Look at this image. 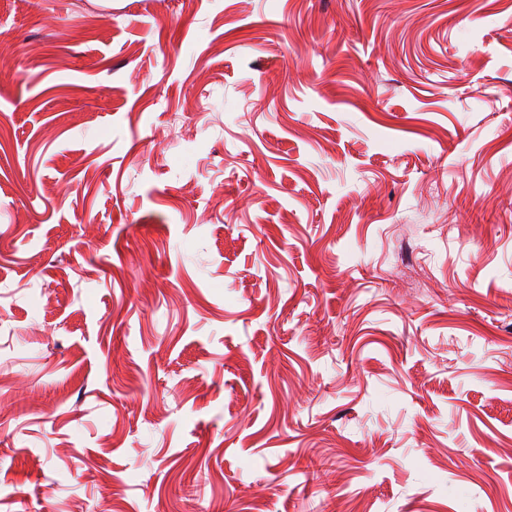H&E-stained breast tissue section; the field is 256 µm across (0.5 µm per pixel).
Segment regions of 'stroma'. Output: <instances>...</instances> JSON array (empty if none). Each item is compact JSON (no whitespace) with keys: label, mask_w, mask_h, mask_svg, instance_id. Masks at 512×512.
Here are the masks:
<instances>
[{"label":"stroma","mask_w":512,"mask_h":512,"mask_svg":"<svg viewBox=\"0 0 512 512\" xmlns=\"http://www.w3.org/2000/svg\"><path fill=\"white\" fill-rule=\"evenodd\" d=\"M0 512H512V0H0Z\"/></svg>","instance_id":"obj_1"}]
</instances>
